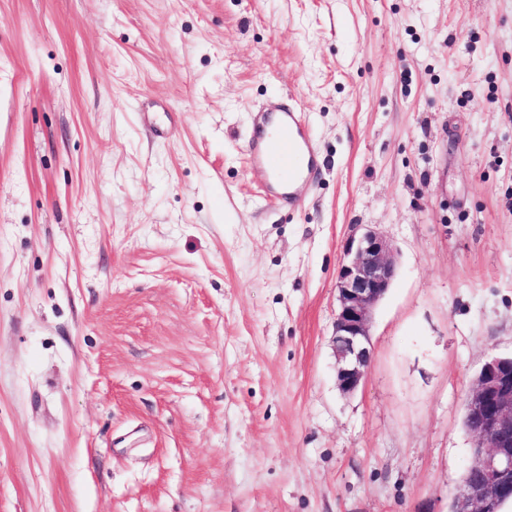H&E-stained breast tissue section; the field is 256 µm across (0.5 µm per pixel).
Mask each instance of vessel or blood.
Listing matches in <instances>:
<instances>
[{
  "label": "vessel or blood",
  "mask_w": 512,
  "mask_h": 512,
  "mask_svg": "<svg viewBox=\"0 0 512 512\" xmlns=\"http://www.w3.org/2000/svg\"><path fill=\"white\" fill-rule=\"evenodd\" d=\"M248 155L252 162L273 175L268 194L295 209L304 203L303 189L317 164L309 124L291 105H274L254 118Z\"/></svg>",
  "instance_id": "obj_1"
}]
</instances>
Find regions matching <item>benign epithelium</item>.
<instances>
[{"instance_id":"7a95c632","label":"benign epithelium","mask_w":512,"mask_h":512,"mask_svg":"<svg viewBox=\"0 0 512 512\" xmlns=\"http://www.w3.org/2000/svg\"><path fill=\"white\" fill-rule=\"evenodd\" d=\"M397 250L381 231L351 234L336 274L337 310L332 336L336 386L351 396L362 386L371 357L374 310L392 285ZM473 439L469 476L453 496L456 512H500L512 500V354L490 357L464 399Z\"/></svg>"}]
</instances>
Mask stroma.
Segmentation results:
<instances>
[{"label": "stroma", "mask_w": 512, "mask_h": 512, "mask_svg": "<svg viewBox=\"0 0 512 512\" xmlns=\"http://www.w3.org/2000/svg\"><path fill=\"white\" fill-rule=\"evenodd\" d=\"M321 163L263 198L257 111ZM397 247L336 387L354 228ZM512 353V0H0V512H448ZM276 125L275 135L267 131ZM252 162L273 174L269 197L288 209L302 207V190L317 164L309 124L292 105H274L260 111L254 118L253 134L248 143Z\"/></svg>", "instance_id": "1"}]
</instances>
